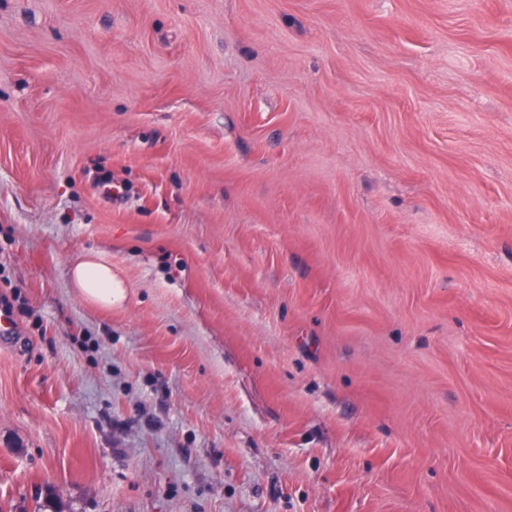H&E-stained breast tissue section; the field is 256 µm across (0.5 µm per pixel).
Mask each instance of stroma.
<instances>
[{
    "instance_id": "35a3bbf8",
    "label": "stroma",
    "mask_w": 512,
    "mask_h": 512,
    "mask_svg": "<svg viewBox=\"0 0 512 512\" xmlns=\"http://www.w3.org/2000/svg\"><path fill=\"white\" fill-rule=\"evenodd\" d=\"M0 319L13 512H512V0H0ZM71 280L83 299L101 307L112 309V304L124 297L122 284L112 273V266L95 254L85 255L72 267Z\"/></svg>"
}]
</instances>
